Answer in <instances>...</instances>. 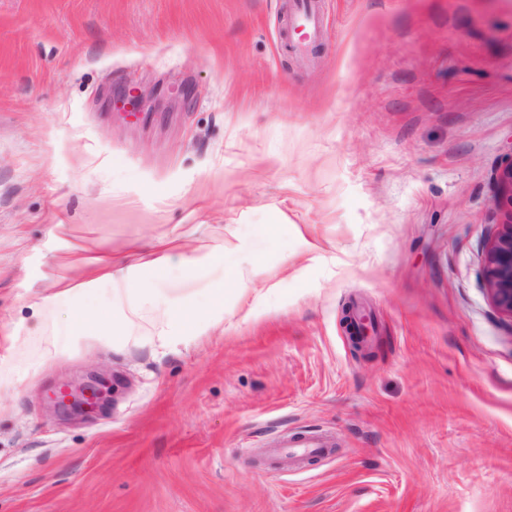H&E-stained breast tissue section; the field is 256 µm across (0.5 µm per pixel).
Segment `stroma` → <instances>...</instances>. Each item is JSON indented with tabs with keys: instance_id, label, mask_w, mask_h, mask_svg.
Returning a JSON list of instances; mask_svg holds the SVG:
<instances>
[{
	"instance_id": "obj_1",
	"label": "stroma",
	"mask_w": 512,
	"mask_h": 512,
	"mask_svg": "<svg viewBox=\"0 0 512 512\" xmlns=\"http://www.w3.org/2000/svg\"><path fill=\"white\" fill-rule=\"evenodd\" d=\"M289 9L0 0V362L29 370L0 390V512H512V318L483 276L512 0H320L298 51ZM135 89L145 117L108 108ZM161 240L208 259L136 271L193 298L183 342L147 307L102 347L106 291L55 293ZM92 369L119 377L93 417L51 405ZM295 432L332 452L272 457Z\"/></svg>"
}]
</instances>
